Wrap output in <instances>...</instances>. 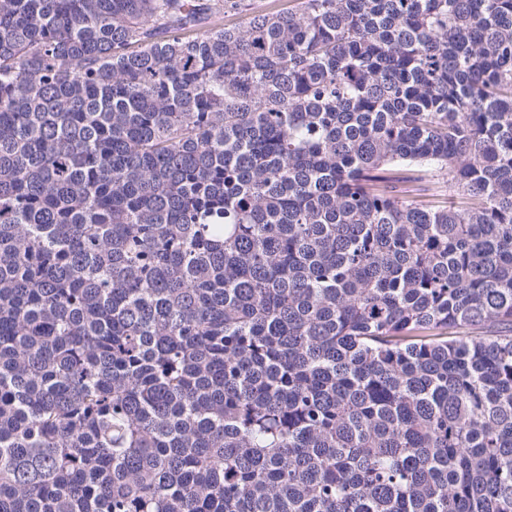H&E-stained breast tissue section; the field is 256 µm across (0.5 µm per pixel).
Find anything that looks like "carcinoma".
I'll return each instance as SVG.
<instances>
[{"label":"carcinoma","mask_w":512,"mask_h":512,"mask_svg":"<svg viewBox=\"0 0 512 512\" xmlns=\"http://www.w3.org/2000/svg\"><path fill=\"white\" fill-rule=\"evenodd\" d=\"M244 7L0 0V512H512V0Z\"/></svg>","instance_id":"obj_1"}]
</instances>
